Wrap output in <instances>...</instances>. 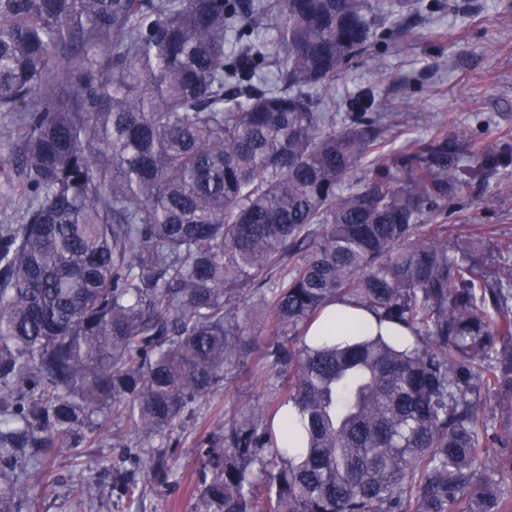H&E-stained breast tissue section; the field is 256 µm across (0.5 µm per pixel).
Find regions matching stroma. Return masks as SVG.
<instances>
[{"mask_svg": "<svg viewBox=\"0 0 512 512\" xmlns=\"http://www.w3.org/2000/svg\"><path fill=\"white\" fill-rule=\"evenodd\" d=\"M388 2L391 14L379 22L372 58L351 66L330 92L337 111H348L353 96L373 98L390 151L416 150L444 137L465 162L490 139L512 146V0ZM447 224L450 242L462 249L470 233H485L488 271L512 267V252L501 247L512 242V162L469 183ZM267 392L263 384L234 374L164 448L176 483L141 481L133 497L122 499L100 484L94 507L84 512H196L199 438L221 431L240 405L264 404ZM121 454L95 441L79 458L57 455L47 476L30 480L23 512H75L73 485L95 478L98 462H119Z\"/></svg>", "mask_w": 512, "mask_h": 512, "instance_id": "35a3bbf8", "label": "stroma"}]
</instances>
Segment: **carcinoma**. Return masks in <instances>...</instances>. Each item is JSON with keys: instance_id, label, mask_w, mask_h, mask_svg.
I'll use <instances>...</instances> for the list:
<instances>
[{"instance_id": "carcinoma-1", "label": "carcinoma", "mask_w": 512, "mask_h": 512, "mask_svg": "<svg viewBox=\"0 0 512 512\" xmlns=\"http://www.w3.org/2000/svg\"><path fill=\"white\" fill-rule=\"evenodd\" d=\"M375 12L0 0L26 196L23 222L0 226V512L102 437L125 450L99 473L113 491L168 481L154 439L236 372L272 397L200 441V512H512L491 474L512 426L488 432L477 408L490 392L512 411V269L456 256L445 224L504 153H387L359 97L336 120L326 95L370 57ZM336 300L409 335L307 345ZM255 312L276 333L252 361ZM289 403L299 422L274 428Z\"/></svg>"}]
</instances>
